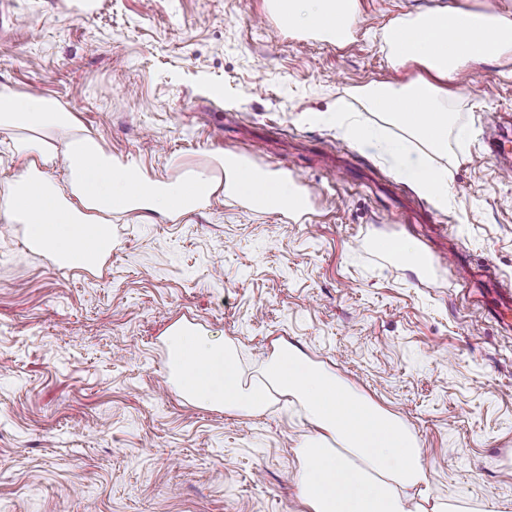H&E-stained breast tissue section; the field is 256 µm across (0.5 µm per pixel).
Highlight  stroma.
<instances>
[{
	"label": "stroma",
	"mask_w": 512,
	"mask_h": 512,
	"mask_svg": "<svg viewBox=\"0 0 512 512\" xmlns=\"http://www.w3.org/2000/svg\"><path fill=\"white\" fill-rule=\"evenodd\" d=\"M268 0H0V93H38L149 176L221 156L299 181V216L230 194L172 223L112 218V253L75 272L0 223V512H306L296 398L242 417L182 399L165 336L195 324L248 375L277 345L384 413L423 452L432 492L512 512V330L487 314V270L512 289V172L485 141L512 122V63L459 81L455 151L436 208L372 148L303 112L402 82L378 44L339 46L267 17ZM434 0H360L361 29ZM410 241L426 269L376 248Z\"/></svg>",
	"instance_id": "obj_1"
}]
</instances>
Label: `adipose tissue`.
<instances>
[{
	"mask_svg": "<svg viewBox=\"0 0 512 512\" xmlns=\"http://www.w3.org/2000/svg\"><path fill=\"white\" fill-rule=\"evenodd\" d=\"M277 4L285 24L339 46L353 42L359 29V0ZM374 38L393 69L415 65L418 74L358 88L367 108L385 115L384 123L360 124L341 107L331 121L340 138L387 155L401 181L447 208L448 143L472 135L451 108L457 83L470 65L512 59V16L468 5L419 7L392 19ZM0 133L8 135L13 156L27 161L0 189V222L23 225L28 247L70 270H87L109 257L118 214L151 212L175 222L226 189L244 200L265 194L274 208L293 213L305 204L288 177L261 176L238 161L228 184L189 172L152 179L136 160L113 157L80 133L73 113L39 94H0ZM61 160L67 166L62 183L50 174ZM166 347L170 377L189 402L251 417L288 396L302 401L317 428L297 449V492L307 512H459L455 504L431 500L422 450L407 425L315 367L296 347L277 346L253 379L245 377L232 343L210 340L195 325H173Z\"/></svg>",
	"mask_w": 512,
	"mask_h": 512,
	"instance_id": "obj_1",
	"label": "adipose tissue"
}]
</instances>
